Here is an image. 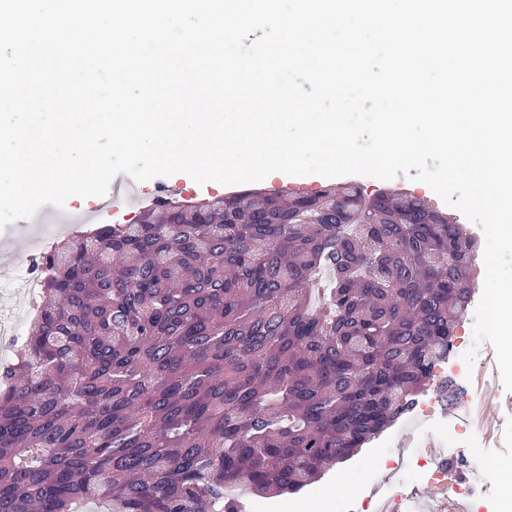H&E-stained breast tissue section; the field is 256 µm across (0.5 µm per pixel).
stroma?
Segmentation results:
<instances>
[{"label":"stroma","instance_id":"35a3bbf8","mask_svg":"<svg viewBox=\"0 0 512 512\" xmlns=\"http://www.w3.org/2000/svg\"><path fill=\"white\" fill-rule=\"evenodd\" d=\"M355 181L369 193L387 189L421 197L442 211L447 208L446 203L431 188L403 175L390 180L359 175ZM136 189L139 196L136 208H129L125 203L117 204L115 209L100 217V224L136 223L141 211L151 208L153 199L158 197L186 203L224 196L231 192L230 187L214 182L198 184L184 173L140 182ZM50 246V240L44 237L40 227L29 221L19 220L0 229V261H9L17 269H26L36 257L49 250ZM474 367L475 372L466 384L460 382L453 371L435 368L433 379L425 390L426 396L437 400L436 420L469 419L480 426L487 438L488 451L478 465L459 464V449H449V457L458 462L456 474L464 484L485 479L491 468L512 464V392L506 391L501 383L495 352L489 343H481ZM464 388L476 397L475 405L466 410L461 409L457 402V395ZM380 465L378 444L370 442L351 460L336 464L311 486L290 497L282 495L269 499L266 507L268 512H286L290 507L295 508L296 512H318L315 499L317 492L333 488L340 496H351L364 473Z\"/></svg>","mask_w":512,"mask_h":512}]
</instances>
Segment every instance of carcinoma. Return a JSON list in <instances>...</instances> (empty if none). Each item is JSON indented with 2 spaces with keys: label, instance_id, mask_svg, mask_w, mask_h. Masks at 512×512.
I'll return each instance as SVG.
<instances>
[{
  "label": "carcinoma",
  "instance_id": "1",
  "mask_svg": "<svg viewBox=\"0 0 512 512\" xmlns=\"http://www.w3.org/2000/svg\"><path fill=\"white\" fill-rule=\"evenodd\" d=\"M476 243L352 184L163 204L45 254L0 365V512H238L312 484L414 404Z\"/></svg>",
  "mask_w": 512,
  "mask_h": 512
}]
</instances>
